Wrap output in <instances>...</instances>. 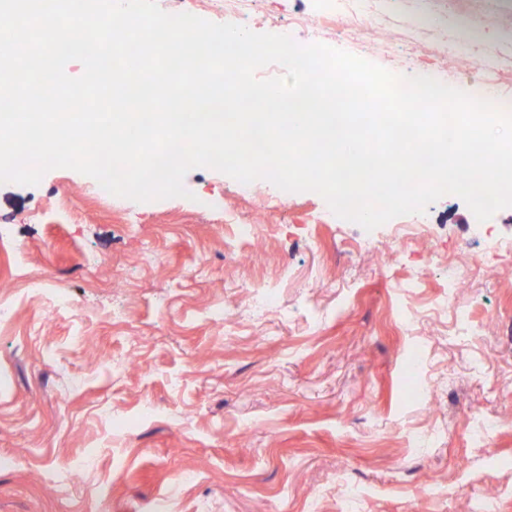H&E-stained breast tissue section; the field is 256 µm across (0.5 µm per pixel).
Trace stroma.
<instances>
[{
    "label": "stroma",
    "instance_id": "1",
    "mask_svg": "<svg viewBox=\"0 0 512 512\" xmlns=\"http://www.w3.org/2000/svg\"><path fill=\"white\" fill-rule=\"evenodd\" d=\"M466 2L368 0L378 37L319 41L512 98L511 15L482 28L499 82L432 53ZM335 4L254 0L239 23L306 45L292 16ZM183 184L190 198L139 203L100 200L67 168L0 183V282L41 281L0 324V512H251L256 497L267 512H512V207L481 225L444 195L400 216L423 230L399 246L315 192L260 179L249 194L205 167ZM256 215L249 262L226 263ZM256 281L279 305L252 321ZM60 288L73 307L54 308ZM413 351L424 400L407 393Z\"/></svg>",
    "mask_w": 512,
    "mask_h": 512
}]
</instances>
